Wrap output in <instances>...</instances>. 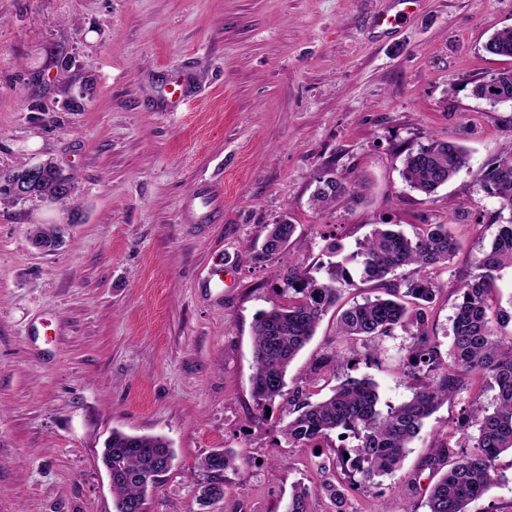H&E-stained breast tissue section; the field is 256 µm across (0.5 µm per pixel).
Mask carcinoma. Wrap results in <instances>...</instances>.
Wrapping results in <instances>:
<instances>
[{
  "label": "carcinoma",
  "mask_w": 512,
  "mask_h": 512,
  "mask_svg": "<svg viewBox=\"0 0 512 512\" xmlns=\"http://www.w3.org/2000/svg\"><path fill=\"white\" fill-rule=\"evenodd\" d=\"M493 55L512 58V27L493 35L486 43ZM473 95L492 104L512 102V69L495 74V82L475 85ZM468 163V151L451 141L433 140L409 150L403 163L406 184L431 194L453 179ZM70 176L47 168L36 187V196L58 203L55 189ZM487 194L499 202V212L509 220L498 225L490 250L478 259L479 273L455 291L458 302L452 320V343L442 357L431 336L427 311L439 288L434 273L448 265L459 245L444 224H429L412 236L392 224H375L356 251L340 262H331L325 276L297 263L281 278L283 302L262 313L253 325V373L251 396L263 413L276 400L286 398L288 421L280 429L292 445L314 447L336 430L350 432L357 444L354 456L345 458L341 448L317 462L321 488L345 512L347 493L369 488L378 479L400 470L410 444L424 421L455 396H463L466 379L477 378L497 389L493 409L477 399L465 401L455 427L430 449L424 467L448 470L432 485L425 502L427 512H469L468 506L497 481L494 461L512 451V340L503 343L499 330L512 325V310L488 303L489 285L496 274L512 268V155L496 159L485 174ZM364 185L332 178L314 191L315 209L325 211L338 202H355ZM296 225L282 220L271 225L262 245L265 255L279 253L290 241ZM58 229L33 225L29 240L50 244ZM365 282H375L383 294L366 296L342 310L336 318L338 343L331 355L316 363L304 377L288 387L290 363L316 332L323 316L336 306L341 291L352 285L349 264ZM410 270L402 277L397 271ZM401 329L413 336L404 363L413 381L412 397L398 405H379L377 385L369 378L348 377L330 385L326 371L337 372L346 362V351L358 344L365 356L381 353L384 338ZM329 393L321 395L324 389ZM102 459L112 461L113 512H127L132 504H144L161 484L173 459L167 441L160 436H130L112 431ZM240 464L228 450H212L198 463L205 477L197 499L211 505L224 499V474ZM311 489L295 486L286 512H310Z\"/></svg>",
  "instance_id": "1"
}]
</instances>
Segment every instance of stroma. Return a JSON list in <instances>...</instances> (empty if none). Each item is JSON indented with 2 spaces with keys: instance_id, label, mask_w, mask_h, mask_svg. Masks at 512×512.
<instances>
[{
  "instance_id": "stroma-1",
  "label": "stroma",
  "mask_w": 512,
  "mask_h": 512,
  "mask_svg": "<svg viewBox=\"0 0 512 512\" xmlns=\"http://www.w3.org/2000/svg\"><path fill=\"white\" fill-rule=\"evenodd\" d=\"M395 12L393 0H0V171L48 161L75 187L63 206L0 203V512H113L101 455L115 430L173 450L147 512H286L300 482L310 512H336L316 454L355 441L291 446L280 405L256 418L253 325L288 266L347 256L376 224H444L460 249L428 319L448 351L454 287L499 222L487 165L512 154V103L473 94L512 68L485 50L512 26V0H412L388 24ZM434 138L470 157L428 196L401 172ZM327 170L364 181L362 200L317 211ZM284 219L293 237L263 255ZM34 224L61 227L62 246L32 247ZM412 342L396 331L338 376L407 401ZM335 345L331 312L289 378ZM462 406L444 403L401 469L349 493L347 512H426L437 476L423 459ZM215 448L243 468L204 507L193 484ZM494 468L469 512L512 507V453Z\"/></svg>"
}]
</instances>
